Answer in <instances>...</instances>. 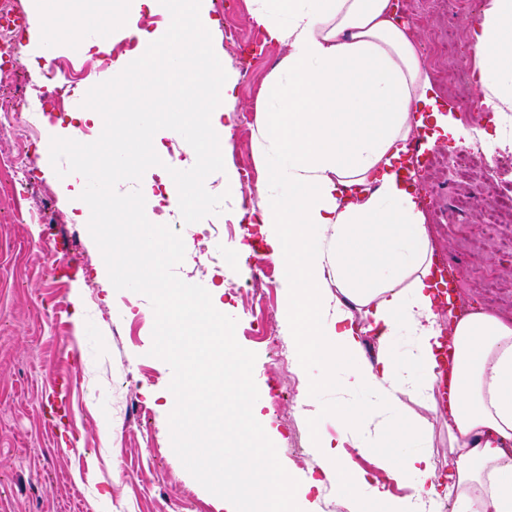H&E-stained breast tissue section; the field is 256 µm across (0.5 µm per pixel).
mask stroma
I'll use <instances>...</instances> for the list:
<instances>
[{
	"label": "stroma",
	"instance_id": "1",
	"mask_svg": "<svg viewBox=\"0 0 512 512\" xmlns=\"http://www.w3.org/2000/svg\"><path fill=\"white\" fill-rule=\"evenodd\" d=\"M403 2L429 68L439 73L446 65L436 52L439 39L451 31L460 48H467L466 27L477 16V4L451 13L419 8V0ZM210 15L218 22L211 50L240 72L239 117L230 128L234 150L224 166L255 168L259 93L286 50L265 43L246 0H211ZM12 50L15 75L0 85V101L14 111L9 131L0 134V158L25 147L31 159L46 164L34 170V183H0V512H98L103 506L108 512H224L221 498L198 483L173 451L166 407L172 371L149 354V300L114 289L87 225L72 221L63 192L73 158L69 141H60L59 152L43 151L51 132L40 123L35 90L48 72L34 69L28 40ZM59 59L79 76L59 115L66 123L104 72L88 54L67 45ZM415 144L425 150L414 164L419 201L435 231L434 256L457 273L453 304L512 317V252L479 236L487 207L481 186L492 167L512 166V153L453 178L448 159L459 148L451 137L432 146L422 138ZM453 195L467 197L464 213L449 215ZM209 225L206 219L191 226L171 216L168 236L191 251L176 272L208 290L223 287L229 314L237 320L236 339L257 356L253 376L280 462L299 482L320 478L311 430L298 407L312 375L299 368L283 326L279 261L268 249L239 267L228 251L197 268L192 233ZM76 292L82 297L78 310L71 302ZM105 423L112 429L108 441L100 431ZM320 426L338 444L342 469L366 471L385 482L392 496H402L380 467L405 456L395 437L376 448H358L334 416L322 417ZM77 448L87 453L81 470L73 465Z\"/></svg>",
	"mask_w": 512,
	"mask_h": 512
}]
</instances>
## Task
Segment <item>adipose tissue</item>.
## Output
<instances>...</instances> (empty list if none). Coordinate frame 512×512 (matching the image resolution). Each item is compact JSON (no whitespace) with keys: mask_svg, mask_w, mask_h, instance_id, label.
<instances>
[{"mask_svg":"<svg viewBox=\"0 0 512 512\" xmlns=\"http://www.w3.org/2000/svg\"><path fill=\"white\" fill-rule=\"evenodd\" d=\"M120 2L100 24L136 38L140 50L113 64V99L136 108V80L159 58L184 89L207 80L215 95L205 132L187 141V154L222 164L237 75L202 49L217 25L210 0H188L187 11L170 13L169 26L152 33L131 26L128 13H169V0ZM250 2L266 42L286 53L261 88L254 148L262 190L246 216L284 268L282 313L298 364L319 368L317 386L344 366L345 393H367L366 414L335 408L361 447L384 439L382 415L389 412L412 449L385 466L407 489L395 501L366 474L342 472L336 450L319 439L322 474L362 502L386 504V512H440L427 446L428 416L438 412L435 391L444 377L455 512H512V318L481 310L445 321L432 292L434 247L417 172L403 162L419 135L432 143L440 131L463 146L471 142L468 129L444 100L397 0ZM467 37L473 83L495 125L485 150L491 159L512 152V0H481ZM141 196L158 209L156 228L144 239L150 249L164 241V212L190 214L192 194L178 185L158 194L148 183ZM401 334L414 346L399 356L391 342ZM368 335L378 343L373 361L365 352ZM414 396L424 398L427 416H407Z\"/></svg>","mask_w":512,"mask_h":512,"instance_id":"ef3b65f1","label":"adipose tissue"}]
</instances>
